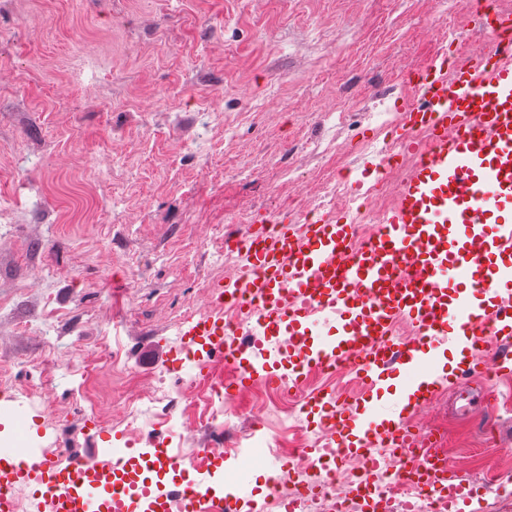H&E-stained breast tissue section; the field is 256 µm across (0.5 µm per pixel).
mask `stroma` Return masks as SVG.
I'll return each instance as SVG.
<instances>
[{"mask_svg":"<svg viewBox=\"0 0 512 512\" xmlns=\"http://www.w3.org/2000/svg\"><path fill=\"white\" fill-rule=\"evenodd\" d=\"M480 0H0V385L37 384L67 415L44 427L69 453L122 447L84 427L70 391L147 393L178 382L177 336L238 275L218 235L329 217L320 202L382 163L384 119L417 103L414 74L458 40L483 51ZM112 351L80 376L72 357ZM45 364L36 382L31 363ZM227 390L266 402L264 427L239 421L224 461L240 512L281 473L272 448L293 415L307 445L319 418L255 382ZM496 392L495 412L484 408ZM205 395L144 441L226 451L203 428ZM448 427L447 463L481 482L512 467V377L451 383L409 417Z\"/></svg>","mask_w":512,"mask_h":512,"instance_id":"obj_1","label":"stroma"}]
</instances>
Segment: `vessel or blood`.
I'll return each instance as SVG.
<instances>
[{
	"label": "vessel or blood",
	"instance_id": "vessel-or-blood-1",
	"mask_svg": "<svg viewBox=\"0 0 512 512\" xmlns=\"http://www.w3.org/2000/svg\"><path fill=\"white\" fill-rule=\"evenodd\" d=\"M488 15L487 53L460 51L453 64L433 62L417 75L422 101L402 110L387 160L413 165L374 236L358 241L355 224L324 218L272 235L251 229L241 240V273L225 281L224 300L248 335L287 337L283 371L252 357L223 318H199L183 332L235 364L240 388L260 379L296 386L305 372L348 366L373 392L398 368L421 366L444 340L468 352L466 376L488 337L512 340V13ZM404 318L413 337L398 342L393 329ZM323 320L335 323L326 342L317 339ZM445 379L431 372L416 380L408 408L431 404ZM306 404L344 456H367L384 441L448 512H467L475 486L438 449L414 451L411 426L379 423L361 397L342 405L321 392ZM154 454L158 472L186 477L182 459L164 448ZM20 486L37 488L55 512H166L169 499L164 487L133 482L122 462L74 455L59 468L38 448L1 449L0 512H13ZM210 487L188 496L189 512H235L224 478Z\"/></svg>",
	"mask_w": 512,
	"mask_h": 512
}]
</instances>
